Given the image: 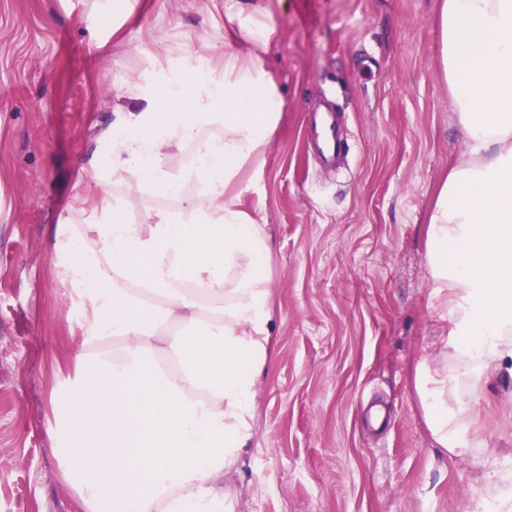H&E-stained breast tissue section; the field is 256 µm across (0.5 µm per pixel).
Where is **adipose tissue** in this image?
Masks as SVG:
<instances>
[{"label":"adipose tissue","mask_w":512,"mask_h":512,"mask_svg":"<svg viewBox=\"0 0 512 512\" xmlns=\"http://www.w3.org/2000/svg\"><path fill=\"white\" fill-rule=\"evenodd\" d=\"M434 27L469 157L427 221L458 366L421 364L416 389L453 451L462 384L512 361V0H438ZM262 29L240 20L249 49L225 50L223 68L119 85L108 160L90 171L112 203L53 230L81 341L51 443L84 512H235L225 478L254 435L273 341L269 237L237 193L264 170L283 106Z\"/></svg>","instance_id":"1"}]
</instances>
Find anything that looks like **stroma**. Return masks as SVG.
I'll return each instance as SVG.
<instances>
[{
    "label": "stroma",
    "instance_id": "35a3bbf8",
    "mask_svg": "<svg viewBox=\"0 0 512 512\" xmlns=\"http://www.w3.org/2000/svg\"><path fill=\"white\" fill-rule=\"evenodd\" d=\"M0 0V512H83L51 452L52 394L80 331L49 235L82 207L112 96L166 45L223 52L227 0ZM284 103L244 207L271 241L273 345L236 512H512V366L470 387L462 450L436 448L415 368L446 365L426 220L468 157L440 65L437 0H253ZM345 152L321 163L316 111Z\"/></svg>",
    "mask_w": 512,
    "mask_h": 512
}]
</instances>
